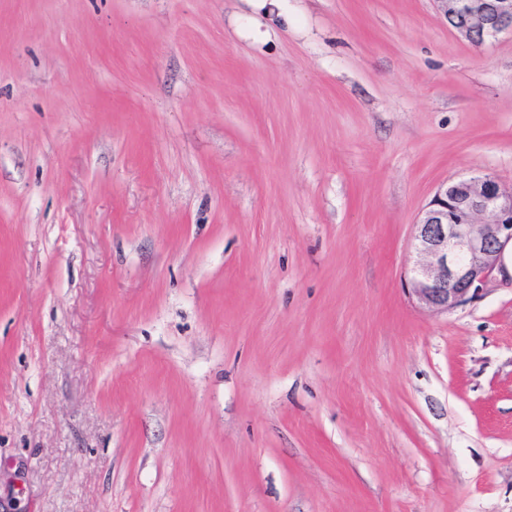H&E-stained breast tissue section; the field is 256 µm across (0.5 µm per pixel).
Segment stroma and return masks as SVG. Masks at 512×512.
<instances>
[{
	"label": "stroma",
	"mask_w": 512,
	"mask_h": 512,
	"mask_svg": "<svg viewBox=\"0 0 512 512\" xmlns=\"http://www.w3.org/2000/svg\"><path fill=\"white\" fill-rule=\"evenodd\" d=\"M286 7L0 0V512H512V278L404 289L512 34Z\"/></svg>",
	"instance_id": "35a3bbf8"
}]
</instances>
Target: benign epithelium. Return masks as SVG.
Segmentation results:
<instances>
[{
  "label": "benign epithelium",
  "mask_w": 512,
  "mask_h": 512,
  "mask_svg": "<svg viewBox=\"0 0 512 512\" xmlns=\"http://www.w3.org/2000/svg\"><path fill=\"white\" fill-rule=\"evenodd\" d=\"M451 28L476 47L512 34V0H440ZM420 257L407 289L423 309L447 313L482 297L512 246V188L491 175L440 184L415 224Z\"/></svg>",
  "instance_id": "1"
}]
</instances>
